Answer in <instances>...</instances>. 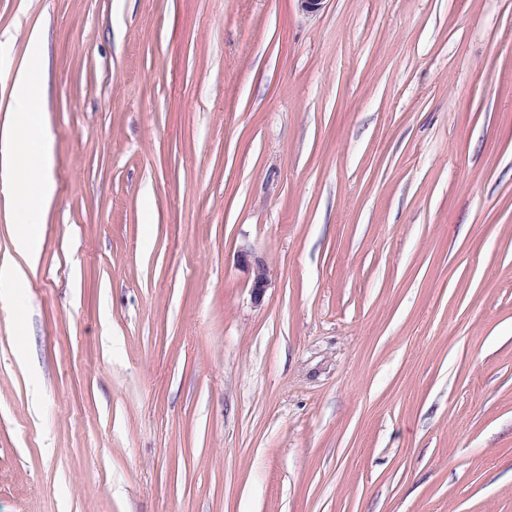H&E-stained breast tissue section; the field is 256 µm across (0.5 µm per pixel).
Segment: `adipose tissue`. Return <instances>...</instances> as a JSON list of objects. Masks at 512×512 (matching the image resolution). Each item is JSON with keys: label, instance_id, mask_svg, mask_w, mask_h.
<instances>
[{"label": "adipose tissue", "instance_id": "adipose-tissue-1", "mask_svg": "<svg viewBox=\"0 0 512 512\" xmlns=\"http://www.w3.org/2000/svg\"><path fill=\"white\" fill-rule=\"evenodd\" d=\"M26 41L27 61L15 71L12 105L21 119L0 127V169L8 173L0 181L5 186L0 196L12 215L15 252L14 257L0 259V294L8 297L14 296L25 281V267L36 264L39 228L55 192L53 151L42 117L34 110L42 96L46 34L39 28L31 29Z\"/></svg>", "mask_w": 512, "mask_h": 512}]
</instances>
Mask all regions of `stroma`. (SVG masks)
<instances>
[{"mask_svg": "<svg viewBox=\"0 0 512 512\" xmlns=\"http://www.w3.org/2000/svg\"><path fill=\"white\" fill-rule=\"evenodd\" d=\"M34 27L0 512H512V0H0V124ZM27 61L14 74L13 111L21 120L5 124L0 134V165L10 172L3 179L6 208L12 215L14 252L35 266L37 240L44 210L51 203L55 183L51 177L54 155L45 136L42 115L34 112L42 98L46 34L33 28L26 34ZM237 259L251 274V288L254 299H260L271 284V272L268 263L248 248H242L237 255Z\"/></svg>", "mask_w": 512, "mask_h": 512, "instance_id": "obj_1", "label": "stroma"}]
</instances>
